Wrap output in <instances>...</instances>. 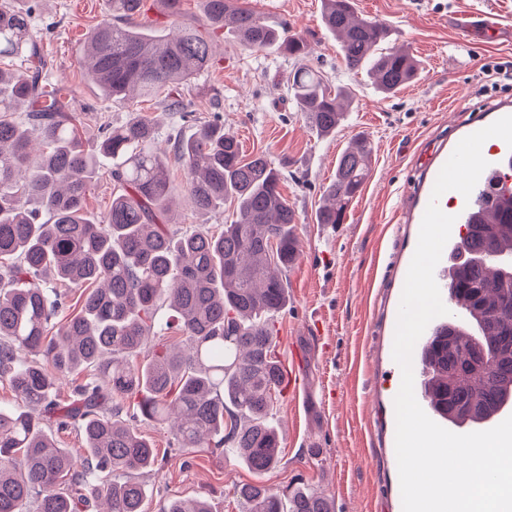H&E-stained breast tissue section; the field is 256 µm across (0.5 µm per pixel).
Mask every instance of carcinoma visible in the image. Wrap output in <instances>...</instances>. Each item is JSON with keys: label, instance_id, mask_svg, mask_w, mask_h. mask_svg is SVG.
I'll return each mask as SVG.
<instances>
[{"label": "carcinoma", "instance_id": "1", "mask_svg": "<svg viewBox=\"0 0 512 512\" xmlns=\"http://www.w3.org/2000/svg\"><path fill=\"white\" fill-rule=\"evenodd\" d=\"M107 5L84 52L88 81L114 101L136 91L173 112L193 111L181 86L211 63L208 32L188 27L165 38L138 23L141 0ZM202 6L211 29L230 28L250 49L309 54L303 37L237 0ZM31 19L32 11L0 3V377L22 402L0 409V512H82L98 501L101 512H143L147 490L134 474L154 467L157 449L123 419L126 399L134 414L171 422L180 448H222L258 474L276 468L282 457L269 415L285 374L274 321L288 299L282 273L299 255L282 171L263 155L245 157L219 122L205 123L173 150L194 207L229 202L235 218L219 233L159 223L171 184L153 123L111 127L84 148L65 89L47 80ZM323 20L345 69L374 76L378 92L416 78L415 60L387 45L385 25L356 19L353 0H323ZM288 91L322 136L336 133L353 101L308 65L295 70ZM370 158L363 136L339 155L316 223H342ZM106 159L117 164V189L95 221L87 196ZM490 250L512 258V223L471 225L448 272V296L468 304L461 330L449 344L435 336L418 346L430 410L451 426L476 425L512 405V358L500 355L501 337L512 336V265L486 261ZM52 281L81 290L78 312L61 325L62 294ZM171 329L184 347H147ZM80 371L88 379L61 405L57 376ZM52 423L77 427L83 451L58 447L46 432ZM236 494L246 512H334L325 493L308 487L282 496L242 484ZM163 512L212 509L172 499Z\"/></svg>", "mask_w": 512, "mask_h": 512}]
</instances>
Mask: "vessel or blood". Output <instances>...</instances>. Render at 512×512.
Here are the masks:
<instances>
[{"label":"vessel or blood","mask_w":512,"mask_h":512,"mask_svg":"<svg viewBox=\"0 0 512 512\" xmlns=\"http://www.w3.org/2000/svg\"><path fill=\"white\" fill-rule=\"evenodd\" d=\"M508 115H512V100H496L485 107L481 115L466 126L465 131L474 133ZM451 153L452 149L448 146L433 153L425 165L421 180L407 192L404 216L408 223L421 224L436 178ZM482 155L487 167L471 195L466 197L451 190L439 199L441 210L455 218L452 237L465 236L468 225L493 224L508 213L506 204L512 202V148L498 139L491 146L483 148Z\"/></svg>","instance_id":"b4317fda"}]
</instances>
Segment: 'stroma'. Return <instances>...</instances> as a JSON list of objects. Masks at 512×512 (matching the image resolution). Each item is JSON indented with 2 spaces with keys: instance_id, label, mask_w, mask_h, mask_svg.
<instances>
[{
  "instance_id": "1",
  "label": "stroma",
  "mask_w": 512,
  "mask_h": 512,
  "mask_svg": "<svg viewBox=\"0 0 512 512\" xmlns=\"http://www.w3.org/2000/svg\"><path fill=\"white\" fill-rule=\"evenodd\" d=\"M269 23H288L307 39L306 63L354 100L335 136H318L287 97L298 63L275 49L241 46L232 33L214 37L210 68L184 88L196 114L182 117L142 97L115 102L84 74L87 32L106 13V0H36L33 34L51 59L49 78L70 91L85 148L105 127L149 118L155 145L166 155L172 200L166 223L218 232L231 207L197 211L183 187L186 173L170 147L202 119H221L245 155H265L284 173L281 191L298 216L299 258L288 269V302L275 323L276 351L300 379V395L277 396L270 418L280 435L281 464L257 474L223 449L174 444L166 425L138 422L158 450L142 481L144 512H162L174 498H200L212 512H245L235 489L260 483L282 492L308 486L333 498L336 512H403L395 451V362L389 353L395 302L404 284L403 259L415 249L413 225L397 202L420 177L432 150L456 138L476 109L512 98V78L495 66L512 64V0H354L359 18L390 29L391 42L419 63L417 78L383 97L362 73L347 72L322 22V0H244ZM491 28L466 31L474 12ZM140 23L165 32L202 26L201 0H183L171 23L160 0H143ZM369 138L372 162L343 223L320 224L315 212L336 171V158L356 136Z\"/></svg>"
}]
</instances>
